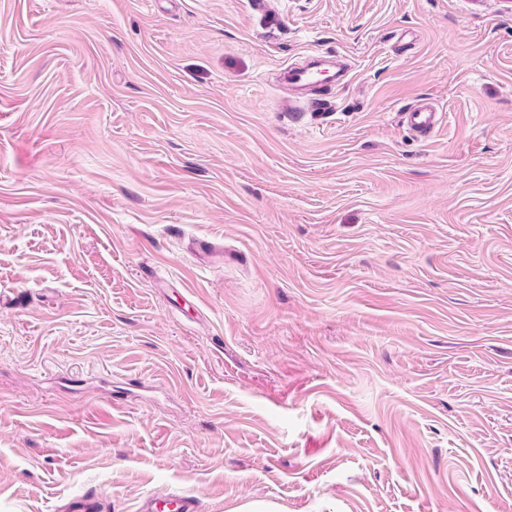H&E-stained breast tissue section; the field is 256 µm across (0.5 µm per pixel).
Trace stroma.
I'll return each instance as SVG.
<instances>
[{"instance_id":"obj_1","label":"stroma","mask_w":512,"mask_h":512,"mask_svg":"<svg viewBox=\"0 0 512 512\" xmlns=\"http://www.w3.org/2000/svg\"><path fill=\"white\" fill-rule=\"evenodd\" d=\"M160 489L512 512V0H0V512ZM317 63V60L311 59L300 67L287 66L284 70L288 77V83L290 85H309L317 83L320 75L316 70ZM403 124L420 139H429L442 123V112L430 102L419 101L402 113Z\"/></svg>"}]
</instances>
